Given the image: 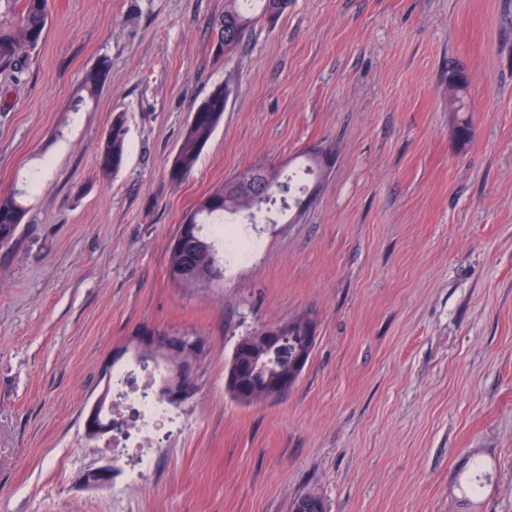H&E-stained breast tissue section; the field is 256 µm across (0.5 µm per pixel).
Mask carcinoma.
I'll return each instance as SVG.
<instances>
[{"mask_svg": "<svg viewBox=\"0 0 512 512\" xmlns=\"http://www.w3.org/2000/svg\"><path fill=\"white\" fill-rule=\"evenodd\" d=\"M253 0H228L224 9V53L236 50L244 39L253 19L247 16L246 7ZM264 18L276 22L290 6V0H261ZM49 19V0H0V69L10 68L14 74L22 72L30 54L44 38ZM110 71V61L102 58L86 74L82 94L71 103L73 112L83 111L103 88ZM228 88L222 84L213 88L191 115L168 169V177L180 181L197 166L204 148L224 118ZM126 119L122 113L112 117V122L98 148L97 163L104 177L117 172L126 158ZM251 212L246 199L224 193L219 186L205 196L189 216L199 225L231 224L233 217ZM26 216V207L21 196L10 193L0 196V250L16 246L20 239L21 224ZM224 265V256L215 252V259L204 265L191 266L194 283L207 284L218 277ZM270 370L262 373L244 372L245 381L253 387L248 401H242L236 393L231 398L244 405L268 399V393L259 389Z\"/></svg>", "mask_w": 512, "mask_h": 512, "instance_id": "obj_1", "label": "carcinoma"}]
</instances>
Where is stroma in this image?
Returning a JSON list of instances; mask_svg holds the SVG:
<instances>
[{
    "label": "stroma",
    "mask_w": 512,
    "mask_h": 512,
    "mask_svg": "<svg viewBox=\"0 0 512 512\" xmlns=\"http://www.w3.org/2000/svg\"><path fill=\"white\" fill-rule=\"evenodd\" d=\"M226 0H50L21 78L0 71V194L39 187L0 250V512H512V0H292L219 50ZM97 100L69 105L101 58ZM467 78L464 97L449 71ZM224 119L167 176L216 85ZM127 118L124 165L101 138ZM473 134L459 142L456 128ZM327 154L305 210L245 225L261 247L184 288L168 248L252 167ZM310 361L282 397L225 388L239 339L303 314ZM152 326L205 343L182 422L135 490L86 414ZM126 119L124 113H116L98 148L97 163L104 177L117 172L126 158Z\"/></svg>",
    "instance_id": "stroma-1"
}]
</instances>
